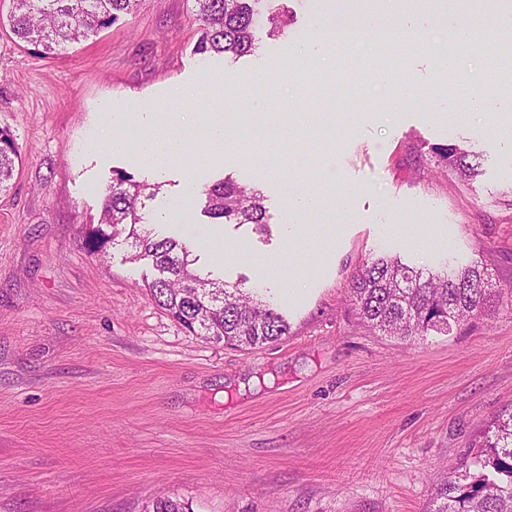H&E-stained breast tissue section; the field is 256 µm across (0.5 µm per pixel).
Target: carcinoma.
Instances as JSON below:
<instances>
[{"label":"carcinoma","mask_w":512,"mask_h":512,"mask_svg":"<svg viewBox=\"0 0 512 512\" xmlns=\"http://www.w3.org/2000/svg\"><path fill=\"white\" fill-rule=\"evenodd\" d=\"M138 0H10L8 25L21 42L56 54L90 34L110 27L131 13ZM201 23L199 54L240 58L256 49L255 32L262 18L269 34L279 35L292 15L281 6L266 13L270 0H194ZM438 165L464 179L478 174L479 163L455 145H436ZM20 153L9 130L0 128V193L9 189ZM160 187L118 171L104 194L92 245L103 249L117 239L135 249L132 259H151L158 276L147 283L155 303L195 336L247 349L277 342L288 335V322L270 302L238 284L201 275L187 244L155 235L146 218V202ZM201 213L214 224H266L264 196L226 176L200 191ZM350 295L369 327L410 340L428 332L449 335L454 328L491 310L501 292L487 268L479 264L447 265L424 273L393 256H377L352 277ZM478 470L474 480L466 470ZM150 512H191L188 504L159 497ZM431 512H512V412L494 422L470 461L454 466L435 489Z\"/></svg>","instance_id":"cac0c4a2"}]
</instances>
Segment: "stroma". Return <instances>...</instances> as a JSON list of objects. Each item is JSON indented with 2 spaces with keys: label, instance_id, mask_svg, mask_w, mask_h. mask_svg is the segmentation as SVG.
Instances as JSON below:
<instances>
[{
  "label": "stroma",
  "instance_id": "stroma-1",
  "mask_svg": "<svg viewBox=\"0 0 512 512\" xmlns=\"http://www.w3.org/2000/svg\"><path fill=\"white\" fill-rule=\"evenodd\" d=\"M287 5L288 31L258 32L239 59L196 53L193 0H140L58 55L0 26V127L22 157L0 194V512H145L160 495L193 512H428L447 466L512 411V309L403 342L365 325L349 293L382 254L426 271L476 262L512 290V123L447 120L437 29L402 65L403 107L383 109L393 89L372 81L297 97L290 47L312 16ZM216 78L236 112L259 89L270 101L257 140L227 125L220 162L175 96ZM106 99L159 123L111 126ZM163 132L190 141L164 169L109 148ZM436 144L480 154L478 175L438 167ZM300 150L303 171L288 163ZM188 165L258 187L267 231L208 223ZM118 170L161 184L152 208L180 209L157 233L187 240L200 272L259 290L287 336L248 350L194 336L154 303L151 260L93 252ZM311 177L327 203L290 245L287 197ZM388 215L403 232L384 234Z\"/></svg>",
  "mask_w": 512,
  "mask_h": 512
}]
</instances>
